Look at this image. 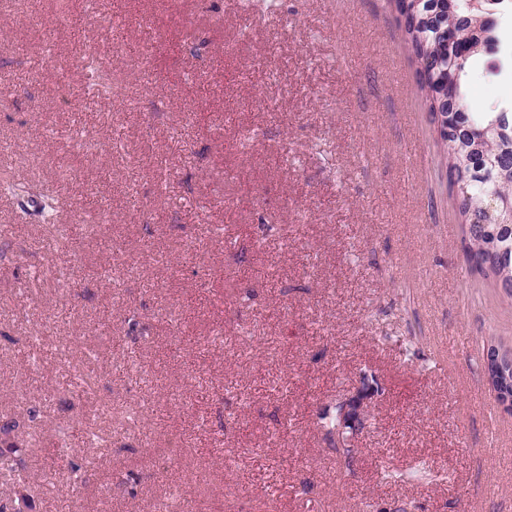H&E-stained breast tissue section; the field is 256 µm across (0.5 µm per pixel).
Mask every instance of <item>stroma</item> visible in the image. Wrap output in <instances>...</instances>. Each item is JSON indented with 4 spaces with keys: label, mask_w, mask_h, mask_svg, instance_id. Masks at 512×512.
Instances as JSON below:
<instances>
[{
    "label": "stroma",
    "mask_w": 512,
    "mask_h": 512,
    "mask_svg": "<svg viewBox=\"0 0 512 512\" xmlns=\"http://www.w3.org/2000/svg\"><path fill=\"white\" fill-rule=\"evenodd\" d=\"M0 0V174L68 173L104 221L83 249L13 232L0 196V421L38 442L21 476L37 512H512V411L482 378L512 350V300L470 269L418 64L388 0ZM468 96L512 107V0ZM96 52L118 96L68 104ZM60 316L68 365L16 349ZM122 349H114L115 339ZM139 414L110 443L77 433L69 381ZM353 463L317 424L362 376ZM84 482L42 462L59 429ZM491 348L496 349V353L493 354L491 351ZM500 348V347H499ZM502 351V349L500 348ZM499 351L496 347H491L490 345L486 344L484 349V355H483V362L485 366V380L487 385L489 386L491 392L494 395L495 401L498 405L502 406L504 409H507L509 411H512V397L508 396L507 394L501 393L494 384V378L492 374V370L499 371L502 369L503 366V358H502V352ZM494 360V361H490Z\"/></svg>",
    "instance_id": "1"
}]
</instances>
